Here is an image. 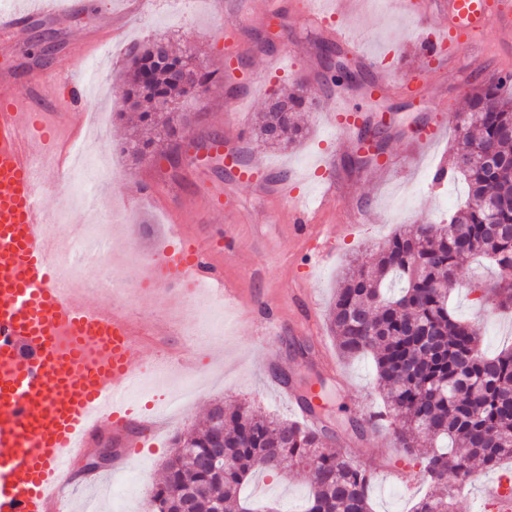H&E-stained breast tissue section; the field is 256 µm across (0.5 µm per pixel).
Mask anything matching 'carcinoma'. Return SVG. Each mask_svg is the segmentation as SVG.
Returning a JSON list of instances; mask_svg holds the SVG:
<instances>
[{"label": "carcinoma", "instance_id": "obj_1", "mask_svg": "<svg viewBox=\"0 0 512 512\" xmlns=\"http://www.w3.org/2000/svg\"><path fill=\"white\" fill-rule=\"evenodd\" d=\"M164 45L166 57L156 55ZM126 101L150 137L134 136L125 152L143 159L166 147L170 161L188 125L182 112L162 114L158 101H177V67L195 62L200 93L217 71L195 47L174 50L158 37L132 51ZM282 98L286 112L260 116L266 143L303 140L297 113L309 109L301 88ZM451 166L433 182L460 176L467 203L448 225L410 224L389 238L372 262L344 277L337 289L329 332L347 359L373 355L385 410L371 414L392 430L402 459L420 465L429 491L411 512H454L456 485L480 469L494 472L512 458V348L489 355L480 329L458 317L448 302L462 262L478 255L497 280L486 287L497 308L512 310V80L493 73L465 92ZM335 433L255 412L248 402L211 406L201 428L175 441L165 476L153 492L155 512H257L242 487L261 474L308 471L305 512H371L373 476L366 466L331 448ZM224 468L210 459L216 447Z\"/></svg>", "mask_w": 512, "mask_h": 512}]
</instances>
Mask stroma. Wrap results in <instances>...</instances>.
Returning <instances> with one entry per match:
<instances>
[{"label":"stroma","instance_id":"35a3bbf8","mask_svg":"<svg viewBox=\"0 0 512 512\" xmlns=\"http://www.w3.org/2000/svg\"><path fill=\"white\" fill-rule=\"evenodd\" d=\"M80 9L63 23L48 19L30 21L22 32H0V63L6 64L22 85L31 84L41 70L59 75L55 85V109L63 112L73 97H81V112H96L100 121L85 126L80 140L94 163L96 197L111 207L112 220L103 224L105 246L81 255L78 267L83 287L96 290L98 301L112 307L124 304L150 337L145 342L149 358L176 355L179 365L159 379L152 390L135 396L136 409L153 407L155 427L141 430L132 439L124 463L101 471L103 483L96 492L99 512H148L153 485L174 449L177 435L189 432L215 402L246 401L264 414L296 419L297 414L278 384L287 380L295 395H302L306 380L323 379L327 385L322 419L335 432L340 447L355 448L360 458L397 470L400 451L387 429L356 431L369 413L382 410L383 402L371 388L375 367L372 357L342 361L336 341L328 331L329 314L340 275L346 268L370 261L375 248L401 224L438 222L466 199L463 182L433 184L435 171L447 164L456 136L455 113L475 76L512 69V51L499 45L496 31H489L483 45L463 55L458 66L445 73L435 96L417 100L395 96L385 101L395 115L393 137L386 147L394 163L384 173L357 171L348 164L351 131L337 132L322 113H301L306 138L289 147L261 145L248 138L246 156H259L282 175L294 170L312 174L326 155H334L336 174L347 193L321 216L324 224H342L352 205L375 209L377 221L340 235L333 258L317 269L302 260L303 243L291 236L286 222L272 223L268 214L281 208L275 196H261L251 187L227 189L223 165L202 162L171 170L167 161L150 157L134 160L124 152L130 123L124 91L130 69L129 50L156 36L174 46H196L208 61L224 68L227 52H234L235 75L223 78L197 101L189 139L206 140L224 134L226 126L241 125L254 131L259 112L267 109L274 94L304 79L314 95L327 91L323 84L324 62L317 48L318 29L297 12L299 0H229L226 14L216 12V0H151L148 12L133 18L120 36L107 39L111 11L121 10L123 0H80ZM447 22L435 14L421 20L402 15L395 0H366L360 19L352 26L353 37L371 55L393 56V71L405 81L427 63L414 50L417 38L437 32ZM256 84L248 103L232 110L228 103L243 84ZM439 124L437 139L416 149L414 127ZM151 181L156 195L144 199L140 209L127 210L124 202L143 181ZM231 192L233 206L204 213V192ZM179 210L183 227L198 232L209 259L221 265L225 278L247 295H276L285 287L300 291L307 306L286 303L288 321L277 343L280 362L266 368L259 362L267 342L259 318L242 311L224 314V331L210 341L222 348L223 361L210 362L208 351L193 353L188 337L167 315L180 299L148 285V266L155 251L168 242V209ZM120 275L124 300L99 287L106 269ZM489 274L476 262L465 261L452 290L455 312L480 328L488 351L512 344V315L501 314L492 296L478 298L475 284H485ZM314 316L317 334L304 328ZM198 358L199 367L187 373L183 360ZM309 490L307 473L261 477L248 484L245 496L274 504L278 512H300ZM426 491L420 477L399 481L376 478L371 503L373 512H410Z\"/></svg>","mask_w":512,"mask_h":512}]
</instances>
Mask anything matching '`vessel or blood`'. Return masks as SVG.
Returning <instances> with one entry per match:
<instances>
[{
	"mask_svg": "<svg viewBox=\"0 0 512 512\" xmlns=\"http://www.w3.org/2000/svg\"><path fill=\"white\" fill-rule=\"evenodd\" d=\"M401 6L410 18L447 13L441 36L417 42L434 69L455 68L488 30L512 40V0H401ZM355 8L347 0L330 34L370 70L366 92L379 96L390 87V69L351 39L348 23ZM38 106L35 92L24 91L10 69L0 70V512H57L75 488L72 462L92 434L111 436L113 447L125 446L138 417L126 393L145 362L139 349L143 331L128 313L58 280L53 260L65 254L66 242L48 230L43 193L66 165V143ZM319 109L339 129L359 120L340 95L324 96ZM239 143L236 137L214 139L213 152L238 184L258 185L265 169L258 159L244 160ZM314 174L315 197L297 192L302 177L295 172L277 180L276 192L288 199L290 234L307 240L311 259L321 263L333 251L336 228L317 231L315 217L342 195L343 186L334 158L323 159ZM204 259L196 245L163 247L149 278L159 287L206 285L223 305L258 311L269 333L278 335L281 300L260 304L241 296ZM484 499L492 512H512V472L488 485Z\"/></svg>",
	"mask_w": 512,
	"mask_h": 512,
	"instance_id": "obj_1",
	"label": "vessel or blood"
}]
</instances>
